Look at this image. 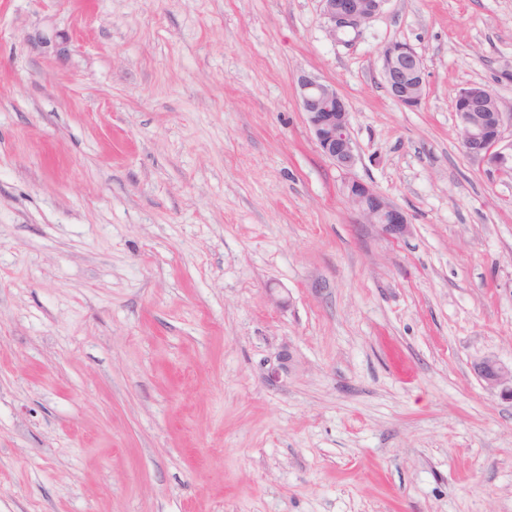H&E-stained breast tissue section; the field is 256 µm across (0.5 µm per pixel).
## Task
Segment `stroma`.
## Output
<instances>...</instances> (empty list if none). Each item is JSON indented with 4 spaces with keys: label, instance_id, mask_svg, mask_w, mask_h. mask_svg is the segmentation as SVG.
Listing matches in <instances>:
<instances>
[{
    "label": "stroma",
    "instance_id": "stroma-1",
    "mask_svg": "<svg viewBox=\"0 0 512 512\" xmlns=\"http://www.w3.org/2000/svg\"><path fill=\"white\" fill-rule=\"evenodd\" d=\"M473 84L512 107V0H386L344 43L320 0H0V512H512L473 372L512 362V175L460 146ZM381 74L389 96L399 105L419 107L426 90L425 68L415 49L406 42H391L379 51ZM297 83L300 106L319 150L341 170H350L356 154L345 101L333 86L314 77L301 75ZM344 195L357 212L370 224H378L388 237H402L410 232L405 213L358 179L345 183Z\"/></svg>",
    "mask_w": 512,
    "mask_h": 512
}]
</instances>
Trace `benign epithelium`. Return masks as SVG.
I'll list each match as a JSON object with an SVG mask.
<instances>
[{
  "label": "benign epithelium",
  "instance_id": "7a95c632",
  "mask_svg": "<svg viewBox=\"0 0 512 512\" xmlns=\"http://www.w3.org/2000/svg\"><path fill=\"white\" fill-rule=\"evenodd\" d=\"M332 36L356 31L378 15L386 0H320ZM381 74L389 96L399 105L419 107L426 90L425 68L415 49L406 42H391L379 51ZM298 95L308 128L321 153L344 171L356 162L350 134L349 111L336 89L318 79L298 78ZM457 131L463 151L486 163L497 173H512V145L500 146L506 110L497 94L486 85L458 92L454 99ZM344 195L357 212L377 224L388 237L410 232L405 213L358 179L345 183ZM476 376L491 392L512 400V365L485 357L473 365Z\"/></svg>",
  "mask_w": 512,
  "mask_h": 512
}]
</instances>
